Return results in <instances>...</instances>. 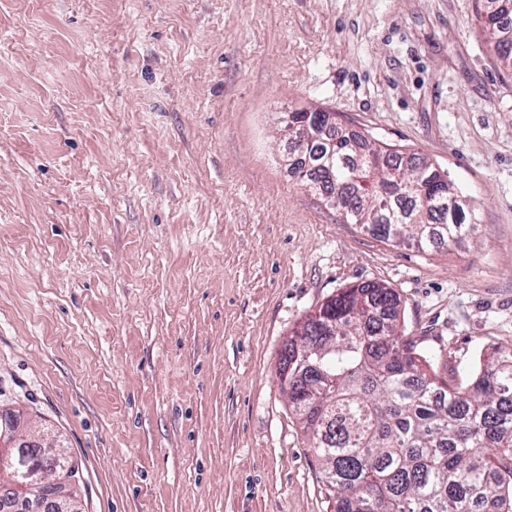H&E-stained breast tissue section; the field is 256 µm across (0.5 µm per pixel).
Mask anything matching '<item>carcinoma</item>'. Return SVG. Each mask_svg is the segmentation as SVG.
<instances>
[{
	"instance_id": "1",
	"label": "carcinoma",
	"mask_w": 512,
	"mask_h": 512,
	"mask_svg": "<svg viewBox=\"0 0 512 512\" xmlns=\"http://www.w3.org/2000/svg\"><path fill=\"white\" fill-rule=\"evenodd\" d=\"M496 55L512 68V0H480ZM336 150V207L390 240L440 248L476 229L461 204L438 220L427 201L456 197L417 157L324 127L290 168L322 181ZM400 300L377 282L351 285L307 315L280 358L288 404L335 498L334 512H512V348L479 359L464 388L437 377L400 331ZM18 473L50 465L41 443L12 449Z\"/></svg>"
}]
</instances>
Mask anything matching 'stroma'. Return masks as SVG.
Wrapping results in <instances>:
<instances>
[{"label":"stroma","mask_w":512,"mask_h":512,"mask_svg":"<svg viewBox=\"0 0 512 512\" xmlns=\"http://www.w3.org/2000/svg\"><path fill=\"white\" fill-rule=\"evenodd\" d=\"M410 150L475 207L435 249L293 176L280 113ZM380 282L449 384L512 347V71L476 0H0V407L83 512H333L282 349Z\"/></svg>","instance_id":"stroma-1"}]
</instances>
